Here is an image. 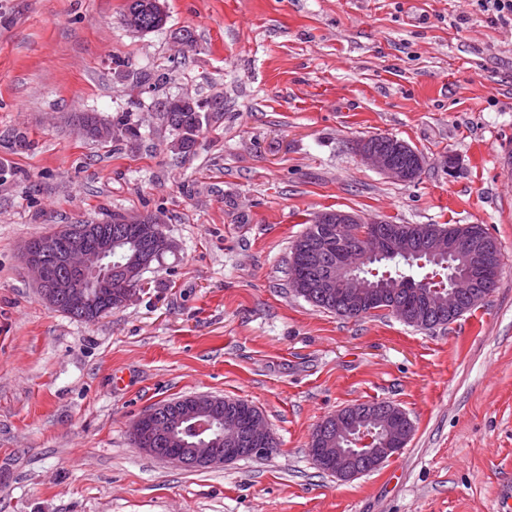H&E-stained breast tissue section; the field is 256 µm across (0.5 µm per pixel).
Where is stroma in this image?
I'll list each match as a JSON object with an SVG mask.
<instances>
[{
    "mask_svg": "<svg viewBox=\"0 0 512 512\" xmlns=\"http://www.w3.org/2000/svg\"><path fill=\"white\" fill-rule=\"evenodd\" d=\"M0 0V512H500L512 494V22L471 0ZM195 43L181 51L179 30ZM163 71L153 89L137 73ZM220 95L190 155L154 100ZM124 115L134 141L74 122ZM381 134L417 150L410 182L363 164ZM479 224L497 286L444 329L347 319L289 287L313 215ZM159 215L175 248L98 321L47 304L22 251L56 224ZM125 382L115 386L112 377ZM192 395L241 399L278 450L209 469L136 448L129 426ZM390 401L414 430L350 481L318 470L315 427ZM152 0H126L123 10V21L128 14L136 13L139 25L136 29H131L138 33L155 32L162 29L166 23L157 13L154 12Z\"/></svg>",
    "mask_w": 512,
    "mask_h": 512,
    "instance_id": "stroma-1",
    "label": "stroma"
}]
</instances>
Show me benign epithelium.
I'll return each mask as SVG.
<instances>
[{"instance_id": "obj_1", "label": "benign epithelium", "mask_w": 512, "mask_h": 512, "mask_svg": "<svg viewBox=\"0 0 512 512\" xmlns=\"http://www.w3.org/2000/svg\"><path fill=\"white\" fill-rule=\"evenodd\" d=\"M409 149L410 146L402 141L384 149L365 140L359 144L358 155L389 178L407 182L411 179L412 169L423 166V159L418 154L411 165L398 158ZM121 223L134 225L139 237L148 243L147 257L135 264L114 268L107 261L112 253V234L102 225H79L55 254L56 272L49 287L41 292L49 305L65 303L70 307H82L89 303L91 309L98 310L100 317L114 307L125 305L137 294L145 265L150 259L172 250L173 245L162 225L147 216L127 215ZM53 235L50 231L42 238L30 241L23 252L25 267L39 286L46 281L44 253ZM322 252L336 253V261L320 268L317 287L351 309H362L385 300L386 292L378 286H368L360 279L372 256H422L434 261L460 259L470 268V273L461 274L463 279L468 275L476 278L482 268L481 253L467 236L450 237L442 232H427L407 241L397 224L389 227L376 220L366 223L351 213L340 211L336 212L334 224L324 226ZM454 288L455 281L450 278L448 295L435 302L427 295H421L423 308L440 315L454 312L458 306ZM205 401V396L192 398L175 412V418H166L158 427L153 422L155 410L149 409L134 420L132 434L138 441L164 437L171 433L173 423L181 425L197 420L200 414L190 412L188 408ZM407 421L408 416L398 407L386 404L349 406L321 421L320 430L310 438L309 454L313 461L321 463V446L331 433H336L338 438H350L354 453L336 450V474L345 481L353 480L366 469L379 468L406 446L412 435ZM217 443L218 440L210 439L200 448L174 449L162 459L182 467H215L231 464L245 456L268 457L274 452V437L263 417L245 423L237 415H228L224 420V447H216Z\"/></svg>"}]
</instances>
